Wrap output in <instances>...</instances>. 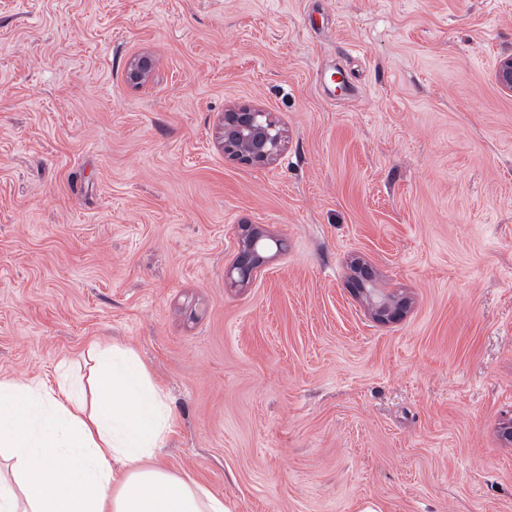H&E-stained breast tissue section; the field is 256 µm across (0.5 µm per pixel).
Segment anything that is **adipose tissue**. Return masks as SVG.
I'll list each match as a JSON object with an SVG mask.
<instances>
[{
	"instance_id": "adipose-tissue-1",
	"label": "adipose tissue",
	"mask_w": 512,
	"mask_h": 512,
	"mask_svg": "<svg viewBox=\"0 0 512 512\" xmlns=\"http://www.w3.org/2000/svg\"><path fill=\"white\" fill-rule=\"evenodd\" d=\"M87 384L0 380V512H229L155 464L171 413L130 352L92 347Z\"/></svg>"
}]
</instances>
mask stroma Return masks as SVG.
<instances>
[{
	"label": "stroma",
	"instance_id": "35a3bbf8",
	"mask_svg": "<svg viewBox=\"0 0 512 512\" xmlns=\"http://www.w3.org/2000/svg\"><path fill=\"white\" fill-rule=\"evenodd\" d=\"M508 54L512 0H0V380L131 352L230 512H512ZM237 103L273 164L225 158ZM224 156L251 166H266L284 147V130L271 112L254 105H231L220 123ZM266 240L273 242L276 248L280 245L279 240L273 237L265 238L255 233L245 235L236 259L227 272V276L232 283L244 284L253 278L262 262L260 251L269 247ZM354 285L362 295L377 296V301L374 303V314L382 321H391L403 309L404 303L396 299L393 295H383L375 286L377 285V277L372 267L368 264H361L357 266V276L355 277Z\"/></svg>",
	"mask_w": 512,
	"mask_h": 512
}]
</instances>
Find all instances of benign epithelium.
<instances>
[{
	"label": "benign epithelium",
	"mask_w": 512,
	"mask_h": 512,
	"mask_svg": "<svg viewBox=\"0 0 512 512\" xmlns=\"http://www.w3.org/2000/svg\"><path fill=\"white\" fill-rule=\"evenodd\" d=\"M154 67V59L148 55L134 57L130 63V76L135 81L146 79ZM496 78L500 87L512 92V55L502 57L496 67ZM220 145L224 156L251 166H266L278 158L284 147V130L274 115L254 105H231L224 110L220 123ZM269 239L250 233L241 242L236 259L227 272L233 283L249 282L260 267V251ZM354 285L356 290L369 297H377L374 314L383 322L394 319L403 309V302L393 295H383L377 288V277L368 264L357 266Z\"/></svg>",
	"instance_id": "benign-epithelium-1"
}]
</instances>
